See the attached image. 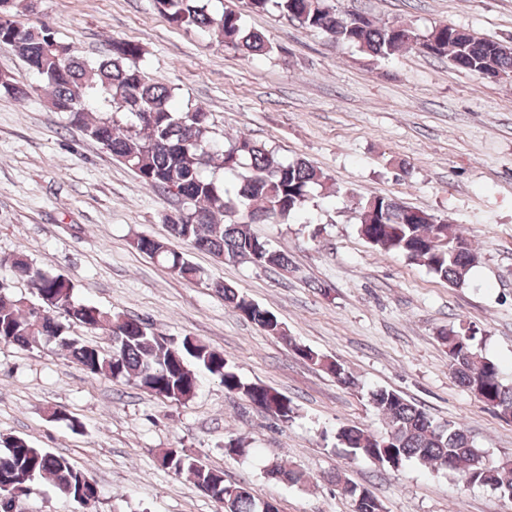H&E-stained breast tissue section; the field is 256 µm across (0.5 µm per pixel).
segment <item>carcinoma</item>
Segmentation results:
<instances>
[{"instance_id":"carcinoma-1","label":"carcinoma","mask_w":512,"mask_h":512,"mask_svg":"<svg viewBox=\"0 0 512 512\" xmlns=\"http://www.w3.org/2000/svg\"><path fill=\"white\" fill-rule=\"evenodd\" d=\"M15 0H0V42L14 47L51 89V107L84 136L102 144L141 181L172 198L179 213L165 216L169 234L187 245L212 254L223 262L237 257L256 258L254 266L286 270L288 254L273 249L251 225L296 222L306 211L313 191L327 188L328 178L303 158L281 159L262 142L237 137L219 142L211 135L209 113L200 107L178 110L173 90L150 81L136 60L141 46L114 40L108 54L96 60L79 58L70 44L58 40L48 24L23 27L11 19ZM159 11L174 25L207 32L224 47L245 57L269 55L274 46L261 32L245 26L242 13L231 8L211 11L208 0H156ZM252 12L271 8L311 31H322L372 58L387 59L403 51L446 57L457 70L481 79L512 78V52L501 42L478 37L454 25L439 24L425 34L395 21L376 22L362 14L341 15L329 0H247ZM0 92L19 99L30 96L29 86L0 73ZM217 166L232 183L208 174ZM360 235L372 246L395 253L426 267L448 284H466L479 255L469 241L452 231L447 221L387 196H371L357 206ZM133 247L186 280L200 277L184 253L162 238L137 236ZM0 266L27 283L40 300L42 312L20 295L0 289V343L32 347L54 342L88 373L124 379L152 396L188 401L198 386L197 369L217 377L224 391L288 424L297 405L287 395L261 383H247L224 358V353L202 340L158 336L142 321L121 313L75 301V286L65 276L48 275L23 252L0 258ZM224 306L272 336L285 340L293 353L351 388L355 380L342 364L288 338L278 318L235 288L214 285ZM90 332L107 329L117 357L80 336L68 334L64 321ZM438 339L448 349L455 380L480 402L512 415V384L483 353L470 329L444 328ZM369 402L386 420L388 429L374 434L346 424L333 435L335 446L352 458L375 466L399 469L415 459L438 471L458 474L467 486H489L512 499V460H493L477 448L469 432L454 422L439 423L398 391L381 388ZM161 465L177 475H188L224 512H262L249 487L227 484L224 471L213 469L184 450L169 448ZM274 479L300 485L304 476L285 462L266 469ZM47 478L71 498L82 512H96L99 491L86 473L62 455L33 446L14 435H0V512L13 508L14 492L31 490ZM342 484L352 512H384L375 495L358 499L359 487ZM233 487L235 493L224 489Z\"/></svg>"}]
</instances>
